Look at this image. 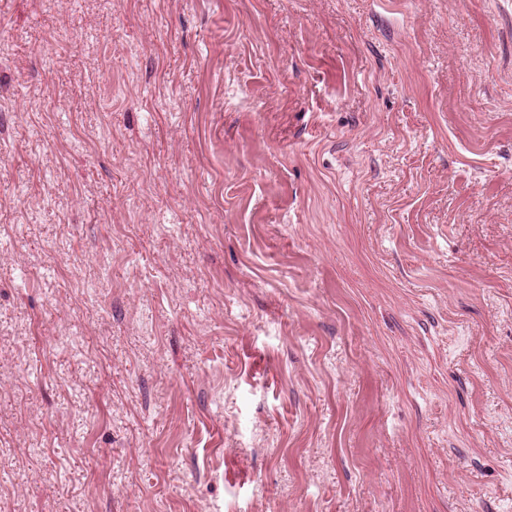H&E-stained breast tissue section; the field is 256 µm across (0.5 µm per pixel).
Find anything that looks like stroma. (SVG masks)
I'll return each mask as SVG.
<instances>
[{
  "label": "stroma",
  "mask_w": 512,
  "mask_h": 512,
  "mask_svg": "<svg viewBox=\"0 0 512 512\" xmlns=\"http://www.w3.org/2000/svg\"><path fill=\"white\" fill-rule=\"evenodd\" d=\"M0 512H512V0H0Z\"/></svg>",
  "instance_id": "1"
}]
</instances>
